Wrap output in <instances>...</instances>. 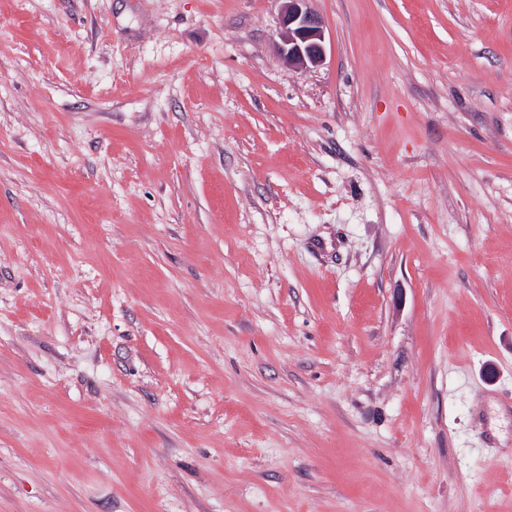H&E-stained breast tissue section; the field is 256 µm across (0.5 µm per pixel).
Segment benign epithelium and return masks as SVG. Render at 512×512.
Masks as SVG:
<instances>
[{"label": "benign epithelium", "instance_id": "obj_1", "mask_svg": "<svg viewBox=\"0 0 512 512\" xmlns=\"http://www.w3.org/2000/svg\"><path fill=\"white\" fill-rule=\"evenodd\" d=\"M309 2L285 0L281 15L279 50L288 64L296 68L318 66L325 56L324 24Z\"/></svg>", "mask_w": 512, "mask_h": 512}]
</instances>
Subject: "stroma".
Segmentation results:
<instances>
[{"label": "stroma", "instance_id": "1", "mask_svg": "<svg viewBox=\"0 0 512 512\" xmlns=\"http://www.w3.org/2000/svg\"><path fill=\"white\" fill-rule=\"evenodd\" d=\"M0 0V512H512V0ZM310 1L285 0L281 15L279 50L296 68L318 66L325 56L324 24L308 6Z\"/></svg>", "mask_w": 512, "mask_h": 512}]
</instances>
